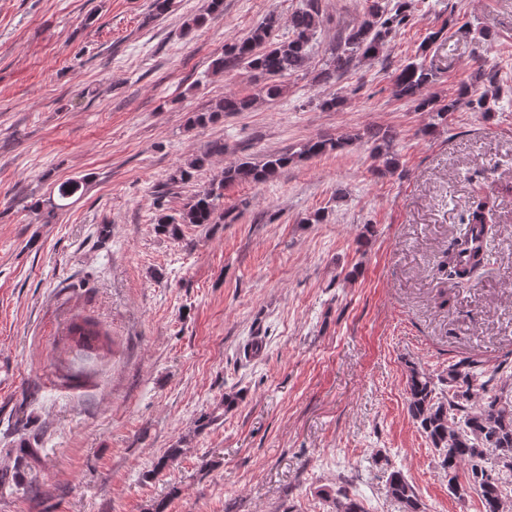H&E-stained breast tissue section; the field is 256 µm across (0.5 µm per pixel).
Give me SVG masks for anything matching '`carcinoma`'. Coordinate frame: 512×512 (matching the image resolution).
<instances>
[{
	"label": "carcinoma",
	"instance_id": "1",
	"mask_svg": "<svg viewBox=\"0 0 512 512\" xmlns=\"http://www.w3.org/2000/svg\"><path fill=\"white\" fill-rule=\"evenodd\" d=\"M223 11L224 0H208L206 13L193 18L191 26H202ZM408 18L403 3L393 5L391 0H367L363 18L339 37L331 64L321 73V78L326 81L336 78V74L350 69L357 59L378 58L386 50L391 35L404 27ZM320 22L321 0H306L305 7L295 11L288 20L291 36L276 41L274 35L280 28V16L272 11L245 38L225 47L224 56L216 59L213 66L217 70L245 68L258 86V94L276 99L283 93L280 78L302 70L309 61ZM434 77L433 67L415 57L409 58L395 75V94L420 110L435 113L442 124L448 113L462 102L475 112L494 111L503 93L496 74L480 69L476 78L492 86L490 92L474 99L463 86L457 98L440 104L424 96ZM254 102L253 96L228 94L208 109L194 113L190 123L204 126L226 113L246 112L252 109ZM367 136L372 142V151L385 156L387 166H395L396 158L390 155V150L398 133L391 128H376L367 131ZM349 140V136L309 140L297 152L271 153L260 164L252 161L229 164L220 179L187 198L178 215L159 213L157 229L178 240L185 224H218L224 219L220 212L224 187L239 182L264 183L294 160L340 149ZM222 155L224 142H212L205 153L189 158L184 166L171 173L167 184L190 181L211 158ZM494 212L493 193L472 198L466 218L462 219L464 229L452 238L440 256L438 266L446 272L448 280L463 285L479 275L484 267L485 252L475 247L473 241L479 238L485 243L496 235ZM69 335L78 337V346L88 349L89 342L96 339L100 331L96 323L84 320L71 323ZM495 380L496 372L485 369L474 357L464 356L448 365L447 377L440 379V384L448 386V390L439 391L433 376L413 364L409 366L406 381L407 411L438 451L440 469L448 477L451 492L460 498L476 493L483 512H512V495L507 492V485H512V400L503 396L502 387L499 392H493L491 383ZM462 467L466 468L463 483L459 481ZM386 487L402 512H423L413 485L400 471L388 474Z\"/></svg>",
	"mask_w": 512,
	"mask_h": 512
}]
</instances>
